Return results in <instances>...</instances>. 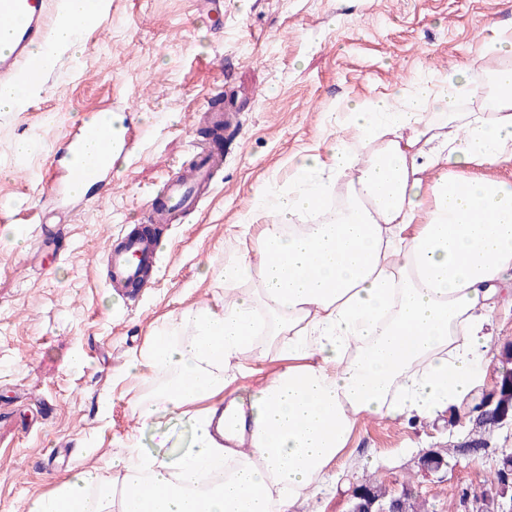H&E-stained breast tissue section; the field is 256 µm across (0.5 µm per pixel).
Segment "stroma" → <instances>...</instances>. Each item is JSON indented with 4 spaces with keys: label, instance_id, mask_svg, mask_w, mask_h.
Returning a JSON list of instances; mask_svg holds the SVG:
<instances>
[{
    "label": "stroma",
    "instance_id": "obj_1",
    "mask_svg": "<svg viewBox=\"0 0 512 512\" xmlns=\"http://www.w3.org/2000/svg\"><path fill=\"white\" fill-rule=\"evenodd\" d=\"M107 24L81 33L76 55L57 58L26 110L0 112V512H21L66 472L100 467L139 432L134 408L156 384L124 370L151 327L224 284L207 273L252 249L245 226L255 190L287 184L297 153L320 144L346 101L393 94L420 75L468 64L488 22L512 29V0H224L211 21L202 0H106ZM239 113L224 132V167L199 211L161 230L150 287L113 294L101 257L107 240L144 221L148 195L193 156L209 98ZM126 113L136 135L111 180L75 211L58 210L46 176L69 127L92 111ZM31 138L26 157L13 151ZM475 423L358 422L337 470L340 489L310 512H348L351 486L378 478L411 489L430 512H465L463 492L488 477L512 427L486 433L460 455ZM447 468L425 475L420 457Z\"/></svg>",
    "mask_w": 512,
    "mask_h": 512
}]
</instances>
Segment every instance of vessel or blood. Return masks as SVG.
I'll return each mask as SVG.
<instances>
[{"instance_id":"obj_1","label":"vessel or blood","mask_w":512,"mask_h":512,"mask_svg":"<svg viewBox=\"0 0 512 512\" xmlns=\"http://www.w3.org/2000/svg\"><path fill=\"white\" fill-rule=\"evenodd\" d=\"M60 8L59 0H0V85L39 86L44 66L33 48L49 42ZM125 149V142L113 135L103 111H95L72 134L63 164L51 175L62 209H69L75 200L73 184L109 178L115 157L124 155ZM222 163L220 153L203 149L196 152L193 165L179 166L146 202L152 223H171L177 215L195 208ZM160 251V240L149 233L134 230L122 235L107 248L109 285L123 298L135 299L147 287Z\"/></svg>"}]
</instances>
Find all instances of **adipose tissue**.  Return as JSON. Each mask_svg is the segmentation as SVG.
I'll return each mask as SVG.
<instances>
[{
	"label": "adipose tissue",
	"instance_id": "1",
	"mask_svg": "<svg viewBox=\"0 0 512 512\" xmlns=\"http://www.w3.org/2000/svg\"><path fill=\"white\" fill-rule=\"evenodd\" d=\"M496 84L491 113L461 111L470 84L449 72L347 102L289 188L256 190L274 221L219 268L223 297L153 327L130 363L166 379L133 411L152 449L129 440L29 512H298L360 420L464 414L496 346L490 315L512 297V184L480 173L512 160V66ZM249 360L277 367L218 411ZM174 413L186 441L161 425ZM245 430L248 447H228Z\"/></svg>",
	"mask_w": 512,
	"mask_h": 512
}]
</instances>
